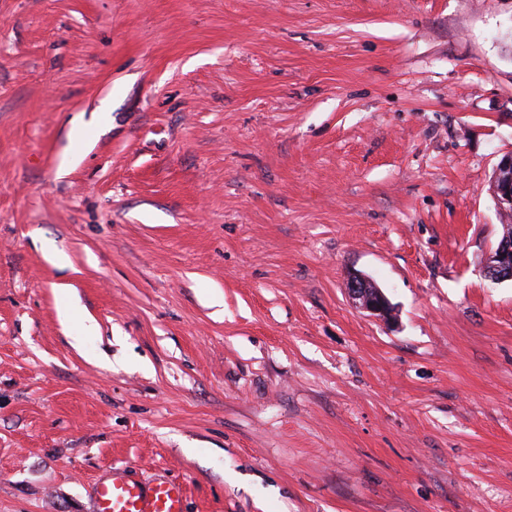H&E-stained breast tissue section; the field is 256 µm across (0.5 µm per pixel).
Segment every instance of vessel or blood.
Returning a JSON list of instances; mask_svg holds the SVG:
<instances>
[{
    "mask_svg": "<svg viewBox=\"0 0 512 512\" xmlns=\"http://www.w3.org/2000/svg\"><path fill=\"white\" fill-rule=\"evenodd\" d=\"M182 488L170 481L144 485L123 478L98 482L95 512H184Z\"/></svg>",
    "mask_w": 512,
    "mask_h": 512,
    "instance_id": "vessel-or-blood-1",
    "label": "vessel or blood"
}]
</instances>
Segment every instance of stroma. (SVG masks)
Wrapping results in <instances>:
<instances>
[{"label":"stroma","instance_id":"stroma-1","mask_svg":"<svg viewBox=\"0 0 512 512\" xmlns=\"http://www.w3.org/2000/svg\"><path fill=\"white\" fill-rule=\"evenodd\" d=\"M511 153L512 0H0V512H512ZM491 191L497 201L499 213L512 215V154L501 159L491 181ZM506 231L503 232L497 247L491 253L485 266L486 276L496 282L512 281V225L506 224ZM506 237L510 238L507 239ZM369 281L370 279L362 274L350 273L347 278V290L362 309L374 316L388 319L391 313L390 303L377 286L371 287ZM182 488L170 481L150 485L112 477L95 488V512H184Z\"/></svg>","mask_w":512,"mask_h":512}]
</instances>
